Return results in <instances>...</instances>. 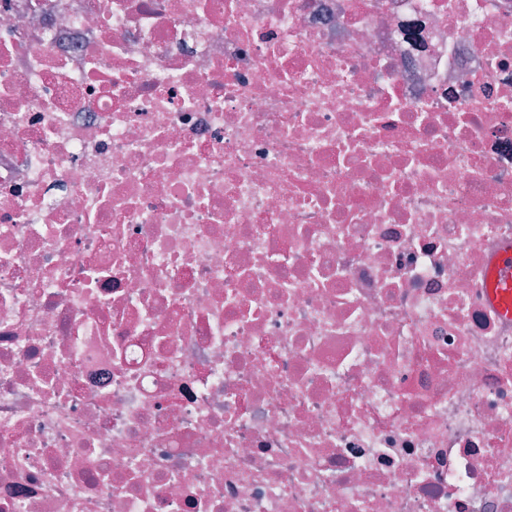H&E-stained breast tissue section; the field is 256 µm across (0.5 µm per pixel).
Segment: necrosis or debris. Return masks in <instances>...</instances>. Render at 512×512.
<instances>
[{
    "label": "necrosis or debris",
    "instance_id": "1",
    "mask_svg": "<svg viewBox=\"0 0 512 512\" xmlns=\"http://www.w3.org/2000/svg\"><path fill=\"white\" fill-rule=\"evenodd\" d=\"M512 0H0V512H512ZM490 301L504 315L512 316V247L502 250L493 262Z\"/></svg>",
    "mask_w": 512,
    "mask_h": 512
}]
</instances>
